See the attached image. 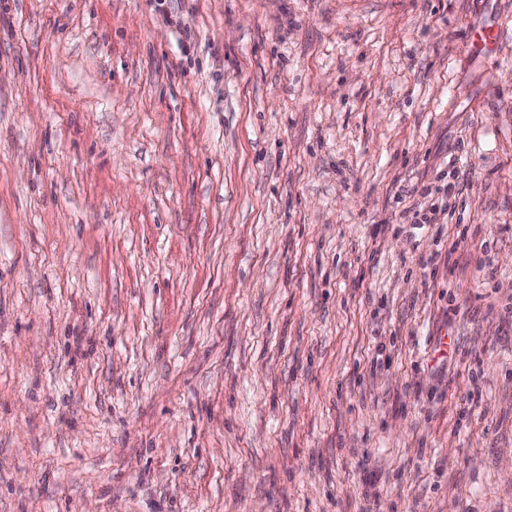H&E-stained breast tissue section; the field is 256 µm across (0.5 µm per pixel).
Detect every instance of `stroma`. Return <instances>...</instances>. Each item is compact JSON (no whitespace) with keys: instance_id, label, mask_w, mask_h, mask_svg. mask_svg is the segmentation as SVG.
Listing matches in <instances>:
<instances>
[{"instance_id":"1","label":"stroma","mask_w":512,"mask_h":512,"mask_svg":"<svg viewBox=\"0 0 512 512\" xmlns=\"http://www.w3.org/2000/svg\"><path fill=\"white\" fill-rule=\"evenodd\" d=\"M511 461L512 0H0V512H512Z\"/></svg>"}]
</instances>
